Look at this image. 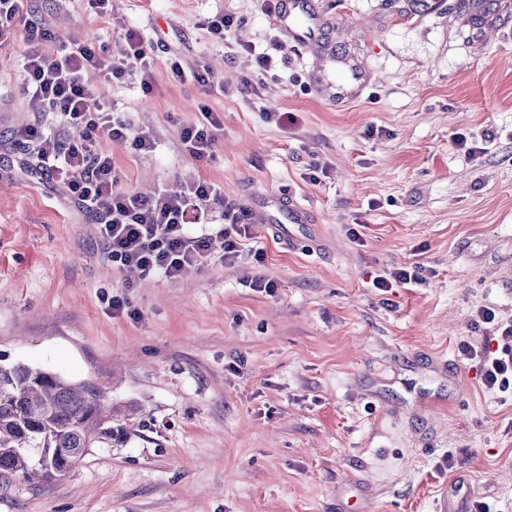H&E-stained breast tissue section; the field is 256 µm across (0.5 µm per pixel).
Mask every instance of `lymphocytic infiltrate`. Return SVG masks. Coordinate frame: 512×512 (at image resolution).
<instances>
[{"label": "lymphocytic infiltrate", "instance_id": "lymphocytic-infiltrate-1", "mask_svg": "<svg viewBox=\"0 0 512 512\" xmlns=\"http://www.w3.org/2000/svg\"><path fill=\"white\" fill-rule=\"evenodd\" d=\"M27 2L0 0V46L18 40L25 45L23 93L30 111L60 113L65 126L84 130L81 139L62 140L46 133L38 121L19 128L13 138L27 148V164L55 181L80 212L94 217L107 256L119 269L172 281L213 252H221L224 260L234 259L239 238L248 237L251 227L234 216L211 227L209 206L224 204L219 185L189 176L177 193L163 188L148 195L121 190L112 153L98 142L104 132L113 145L128 144L143 154L154 151L151 133L133 130L108 102L91 100L85 87L91 74L106 85L122 81L125 63L133 58L140 64L142 92L151 93L155 84L151 45L131 28L114 52L66 42L46 23L29 18ZM199 112L198 122L182 127L180 140L184 151L201 161L212 159L224 122L208 105H201ZM194 224L208 225L209 230L194 234L190 230ZM500 336L504 345L498 356L479 358L467 343L460 345L459 354L465 360L481 359L483 385L504 393L512 391V325Z\"/></svg>", "mask_w": 512, "mask_h": 512}]
</instances>
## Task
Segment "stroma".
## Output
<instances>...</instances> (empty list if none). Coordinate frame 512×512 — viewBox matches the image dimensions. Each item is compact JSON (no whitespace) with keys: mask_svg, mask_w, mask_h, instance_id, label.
Instances as JSON below:
<instances>
[{"mask_svg":"<svg viewBox=\"0 0 512 512\" xmlns=\"http://www.w3.org/2000/svg\"><path fill=\"white\" fill-rule=\"evenodd\" d=\"M28 10L72 43L113 44L127 26L164 44L152 94L135 63L109 88L86 79L156 138L150 154L101 138L120 189L195 176L230 205L292 194L313 221L274 213L234 262L214 254L178 280L142 281L113 267L50 181L0 168V362L96 379L138 422L58 480L0 478V512H435L451 487L512 512V395L458 356L464 342L497 346L480 308L512 321V0H307L302 20L322 24L304 42L262 0ZM218 13L242 20L221 44L205 27ZM23 51L0 47V154L38 118ZM171 52L209 67L217 90L172 82ZM203 100L224 115L207 162L179 140ZM38 119L63 130L57 114ZM414 265L424 284L373 288ZM259 277L274 294L253 290ZM116 295L126 312L113 313Z\"/></svg>","mask_w":512,"mask_h":512,"instance_id":"35a3bbf8","label":"stroma"}]
</instances>
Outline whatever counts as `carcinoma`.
<instances>
[{
    "instance_id": "cac0c4a2",
    "label": "carcinoma",
    "mask_w": 512,
    "mask_h": 512,
    "mask_svg": "<svg viewBox=\"0 0 512 512\" xmlns=\"http://www.w3.org/2000/svg\"><path fill=\"white\" fill-rule=\"evenodd\" d=\"M126 434L108 387L22 363H0V475L51 482L83 451Z\"/></svg>"
}]
</instances>
